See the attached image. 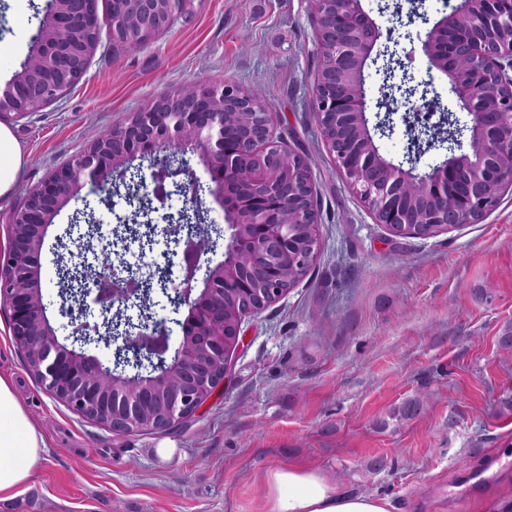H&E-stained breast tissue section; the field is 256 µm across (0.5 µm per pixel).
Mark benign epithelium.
<instances>
[{
  "instance_id": "benign-epithelium-1",
  "label": "benign epithelium",
  "mask_w": 512,
  "mask_h": 512,
  "mask_svg": "<svg viewBox=\"0 0 512 512\" xmlns=\"http://www.w3.org/2000/svg\"><path fill=\"white\" fill-rule=\"evenodd\" d=\"M183 0H47L29 53L5 87L0 88V117L24 116L58 99L85 76L103 29L125 45L142 47L174 23ZM318 56L311 106L322 141L335 167L375 222L393 234L413 227L448 230L476 224L512 188V0H459L421 40L430 67L448 81L460 110L467 112L460 145L429 140L395 162L375 138L407 136L410 126L425 131L431 123L413 113L411 124L398 112L367 117L364 71L368 64L388 75L389 62L404 50L381 43V27L362 0H313ZM410 83L412 97L441 106V98L423 89L407 63L392 74L391 86ZM274 112L261 106L251 88L235 82L196 81L163 92L128 113L102 134L89 138L69 162L52 169L26 191L9 220L10 246L0 256V303L9 311L14 343L28 370L78 415L126 436L162 432L194 416L224 384L230 353L243 343L242 323L285 298L302 278L281 277L287 265L308 269L320 250L317 189L308 157L288 147L277 133ZM447 157L427 172L420 158L432 149ZM197 156L209 183L203 185L187 154ZM151 184L135 182L147 201L145 236L155 218L180 257L179 276L160 283L173 292L187 315L180 323L178 347L169 336L125 316L140 300L146 276L130 273L123 241L106 239L112 264L95 267L90 282L76 288L79 315L71 318L73 342H59L42 301L38 271L49 226L83 187L127 181L143 166ZM207 190L230 216L224 250L238 256L207 269L203 287L197 273L201 256L214 252L209 235L179 236L177 222L201 224L199 192ZM191 196L177 214L163 209L169 198ZM246 296L228 307L224 287ZM122 313L112 335L101 336L96 310ZM115 347L110 364L84 347Z\"/></svg>"
}]
</instances>
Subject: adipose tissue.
<instances>
[{"label": "adipose tissue", "instance_id": "obj_1", "mask_svg": "<svg viewBox=\"0 0 512 512\" xmlns=\"http://www.w3.org/2000/svg\"><path fill=\"white\" fill-rule=\"evenodd\" d=\"M44 440L0 378V499L13 497L42 459ZM266 512H391L386 498L343 490L322 469L282 465L263 476Z\"/></svg>", "mask_w": 512, "mask_h": 512}]
</instances>
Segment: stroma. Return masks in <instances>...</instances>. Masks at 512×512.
Masks as SVG:
<instances>
[{"mask_svg":"<svg viewBox=\"0 0 512 512\" xmlns=\"http://www.w3.org/2000/svg\"><path fill=\"white\" fill-rule=\"evenodd\" d=\"M45 0H0V86L25 60ZM311 0H183L172 27L140 48L103 35L85 77L56 102L0 119L23 148L8 217L29 188L71 160L91 130L112 127L163 90L230 79L262 90L278 131L311 162L320 252L299 285L243 323L222 390L187 423L116 435L74 413L31 374L0 306V377L46 448L0 512H265L264 472L288 462L325 469L394 512H483L512 495V188L476 224L430 238L394 235L335 170L311 109L317 65ZM113 217L84 187L53 220L38 273L58 337V238L74 210ZM424 396L420 413L390 412ZM492 483L463 489L489 461Z\"/></svg>","mask_w":512,"mask_h":512,"instance_id":"35a3bbf8","label":"stroma"}]
</instances>
